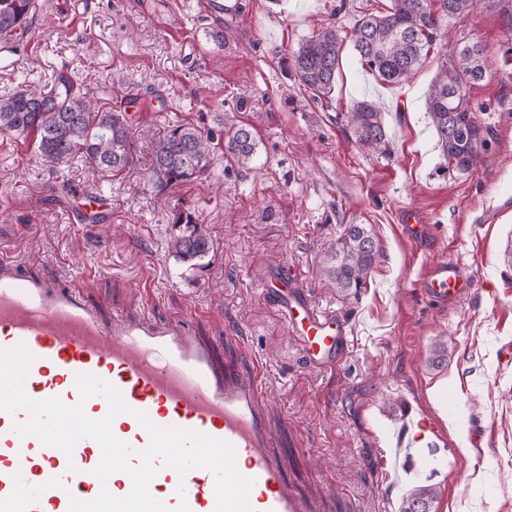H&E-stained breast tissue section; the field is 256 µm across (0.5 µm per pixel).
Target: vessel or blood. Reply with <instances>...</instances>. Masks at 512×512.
<instances>
[{"label":"vessel or blood","instance_id":"b4317fda","mask_svg":"<svg viewBox=\"0 0 512 512\" xmlns=\"http://www.w3.org/2000/svg\"><path fill=\"white\" fill-rule=\"evenodd\" d=\"M108 202L86 196L79 211L85 224H98ZM462 264L441 257L432 261L418 284L419 292L441 306H454L469 294ZM263 300L294 334L305 363L332 369L348 351L349 328L332 313L319 311L288 277L276 274L261 290ZM25 346L33 357L24 382L35 400L80 402L76 378L91 374L112 383L129 406L117 416L114 435L141 450L149 435L134 418L146 412L158 426H176L225 441L235 451L236 467L253 478L249 495L253 512H320L315 500L295 491L270 431L264 409L265 390L258 372L219 365L211 346L194 335L189 323L162 322L149 314H114L102 319L82 296L70 275L45 279L14 259H0V349ZM25 411H0V512H68L70 498L94 499L101 487L117 497L132 487L128 475L94 476L95 440L85 438L72 455L47 447L33 436L19 437L14 424ZM151 494L169 508L187 501L191 512H214L215 478L203 469L178 476L160 468Z\"/></svg>","mask_w":512,"mask_h":512}]
</instances>
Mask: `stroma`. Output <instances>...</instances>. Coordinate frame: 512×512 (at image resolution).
Segmentation results:
<instances>
[{
	"instance_id": "obj_1",
	"label": "stroma",
	"mask_w": 512,
	"mask_h": 512,
	"mask_svg": "<svg viewBox=\"0 0 512 512\" xmlns=\"http://www.w3.org/2000/svg\"><path fill=\"white\" fill-rule=\"evenodd\" d=\"M38 0L31 31L0 68V95L32 82L51 91L60 75L98 103L142 102L134 111L138 162L106 180L77 159L46 164L32 138L0 134V257L42 273L83 280L104 315L116 311L179 319L197 313L220 358L264 378L270 425L288 477L323 512H400L414 485H434L431 512H512V20L495 0L444 19L409 83H381L344 46L334 91L315 97L292 59L327 26L352 28L390 0ZM223 41L209 38L214 28ZM480 42L486 75L472 104L493 142L477 168L449 170L426 97L455 41ZM373 101L389 131V152L355 144L344 115ZM250 126L259 145L253 169L232 167L216 149L209 179L158 191L149 178L151 144L166 125ZM100 190L109 223H70L71 187ZM200 216L216 242L209 265L191 271L169 255L178 209ZM427 228L406 238V214ZM363 224L380 248L360 294L321 274L329 247ZM465 268L470 296L456 308L429 303L416 283L434 259ZM285 266L319 309L350 326L336 368L305 366L260 290ZM448 348L447 365L429 358ZM431 423L417 444L434 468L375 472L380 449L397 445L406 413Z\"/></svg>"
}]
</instances>
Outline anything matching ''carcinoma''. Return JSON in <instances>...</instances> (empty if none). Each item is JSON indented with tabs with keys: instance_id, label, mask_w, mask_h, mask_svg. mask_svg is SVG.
Listing matches in <instances>:
<instances>
[{
	"instance_id": "1",
	"label": "carcinoma",
	"mask_w": 512,
	"mask_h": 512,
	"mask_svg": "<svg viewBox=\"0 0 512 512\" xmlns=\"http://www.w3.org/2000/svg\"><path fill=\"white\" fill-rule=\"evenodd\" d=\"M478 0H392L384 15L366 14L351 35L328 26L298 47L293 66L299 80L318 96L336 86L342 49L351 41L363 68L386 84L407 82L426 61L439 36L443 18L470 13ZM35 0H0V38L27 33ZM485 76L484 49L478 42L458 46L455 59L443 62L427 97V111L438 147L448 167L467 173L487 151L489 128L473 110L470 88ZM346 125L366 153H388L382 113L369 100H357L345 113ZM0 132L35 136L37 152L51 164L78 158L103 178L132 168L137 150L130 118L122 109L93 103L73 79L62 75L56 90L46 94L36 85L0 96ZM214 135L192 123L167 125L152 145L151 178L164 191L210 175ZM257 142L243 125L224 128V156L237 168L250 170ZM169 252L189 269L203 268L215 241L196 213L181 209L173 218ZM379 248L370 229L350 224L326 255L322 273L336 287L360 291L374 271ZM434 487L414 486L400 512H430Z\"/></svg>"
}]
</instances>
